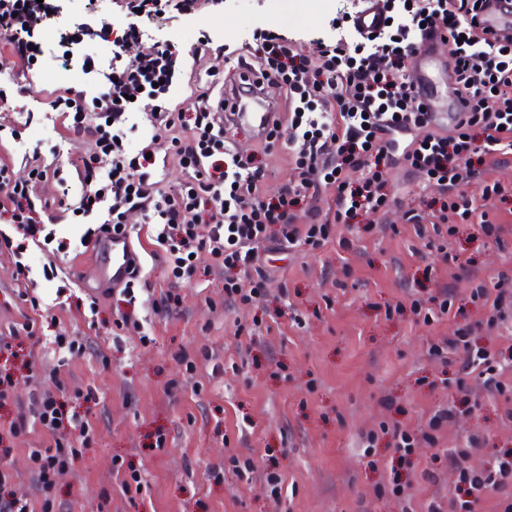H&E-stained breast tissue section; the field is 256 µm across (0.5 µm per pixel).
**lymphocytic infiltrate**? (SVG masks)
Masks as SVG:
<instances>
[{
    "mask_svg": "<svg viewBox=\"0 0 512 512\" xmlns=\"http://www.w3.org/2000/svg\"><path fill=\"white\" fill-rule=\"evenodd\" d=\"M487 2L385 0L388 25L375 36L356 39L348 25H336L335 40L321 49L316 68L309 66L301 42L264 30L241 51L227 53L238 68L234 82L223 72L202 68L209 42L188 58L170 40L153 42L130 58L126 47L141 42V32L131 26L115 38L111 23H102L99 37L111 39L112 58L103 64L90 58L83 62L88 72L103 73L97 97L67 90L52 103L62 117V136L92 137L96 152L112 158L103 174L91 157L75 167L82 186L77 209L82 219L97 222L82 235V247L106 233H126L129 215L142 214L148 255L161 261L171 282L193 280L196 258L205 254L224 272L226 300L248 305L265 293L261 255L267 243L318 249L330 241L334 225L389 207L384 171L399 160L424 173L435 190L409 209V223L437 228L475 222L501 234V225L478 211L465 191L485 160L512 159V33L481 30L480 7ZM41 9L39 0H0V30L8 32L11 53L23 69L42 51L35 39ZM436 31L445 38L450 75L466 106L462 118L443 133L434 129L413 84L417 48ZM189 67L204 71L200 104L192 112L169 108L175 79ZM266 82L284 91L289 109L275 117L263 151L271 153L279 137H286L292 161L290 178L272 197L264 191L263 159L237 152L228 137L231 98ZM140 111L148 114L152 134L146 151L132 156L127 143ZM159 155L186 171L178 188L167 191L153 181ZM39 160V155L30 157L33 175L21 181L14 179L11 163L0 159V220L5 223L0 248H12L17 234L35 241L54 233L49 205L37 193L48 174ZM348 169L360 171L361 180L350 182L344 175ZM328 188L333 199L327 209L314 206L313 198ZM476 332L473 325L458 328L432 353L454 354L456 394L467 395L473 378L489 394H506L512 388L504 376L512 363L478 346ZM80 420L59 396L47 393L35 399L31 414H18L10 424L14 434L34 422L57 435L54 447L28 454L44 498H51L56 475L88 441L85 429L75 440L64 434L67 424ZM481 445L471 436L448 452V467L456 476L449 512H475L488 490L499 494L501 512H512V451L476 470L468 461Z\"/></svg>",
    "mask_w": 512,
    "mask_h": 512,
    "instance_id": "lymphocytic-infiltrate-1",
    "label": "lymphocytic infiltrate"
}]
</instances>
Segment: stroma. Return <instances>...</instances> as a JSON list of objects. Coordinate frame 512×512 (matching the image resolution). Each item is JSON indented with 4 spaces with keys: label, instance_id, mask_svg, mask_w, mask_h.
Here are the masks:
<instances>
[{
    "label": "stroma",
    "instance_id": "35a3bbf8",
    "mask_svg": "<svg viewBox=\"0 0 512 512\" xmlns=\"http://www.w3.org/2000/svg\"><path fill=\"white\" fill-rule=\"evenodd\" d=\"M346 7V0H223L199 16L169 6L133 21L177 37L186 55L204 36L237 49L253 33L273 29L304 41L315 66L320 41L329 40L333 19ZM61 65L51 43L27 75L0 70V86L11 88L0 100V157L12 161L19 178L30 172L26 155L39 153L44 165L68 177L90 151L85 137H58L51 103L66 88ZM14 126L22 132L17 141L10 136ZM385 177L397 206L336 225L334 243L323 249L266 252V294L254 304L226 301L224 276L208 271L204 255L201 274L179 289V312L154 313L168 281L144 259L149 290L133 316L150 337L146 344L143 332L117 327L119 302L93 276L92 253L80 250L85 225L58 221L56 238L65 247L57 253L27 244L20 259L42 299L41 341L22 342L14 397L0 407V428L43 392L94 394L78 408L92 424L90 441L58 476L52 512H429L447 507L454 492L455 477L443 462L449 449L481 437L469 460L476 469L512 450V395L487 394L476 381L436 443L420 438L456 396L454 366L430 349L485 319L474 288L499 287L502 272L512 276V213L496 210L500 238L461 224L430 244L406 220L407 210L431 192L424 176L398 163ZM447 253L453 263L444 262ZM16 259L0 250V334L23 322ZM50 263L82 293L98 297L96 325L76 299L57 300V282L42 276ZM443 287L453 296L448 314L426 321L414 313V303H427ZM59 335L82 338L83 352L61 356ZM393 425L420 438L412 463L401 468L386 432ZM50 441L42 428L10 441L14 489L37 503L42 496L27 455ZM235 457L251 460V470L236 472ZM129 467L142 477L135 495L122 490ZM272 472L281 477L276 490L266 480ZM395 475L404 486L400 496L388 490Z\"/></svg>",
    "mask_w": 512,
    "mask_h": 512
}]
</instances>
